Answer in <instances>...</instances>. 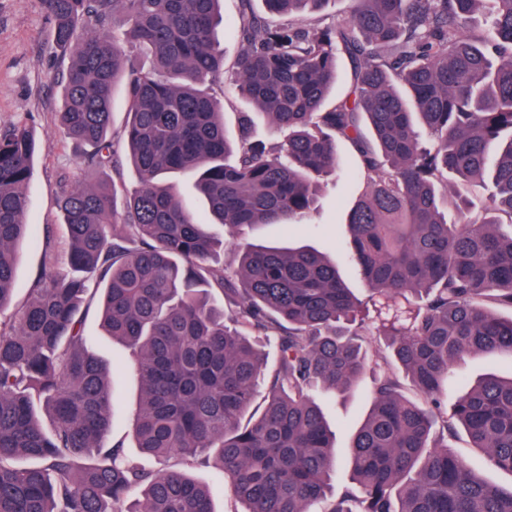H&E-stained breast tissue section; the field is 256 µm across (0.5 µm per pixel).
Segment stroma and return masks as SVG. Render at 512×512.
Returning a JSON list of instances; mask_svg holds the SVG:
<instances>
[{"mask_svg":"<svg viewBox=\"0 0 512 512\" xmlns=\"http://www.w3.org/2000/svg\"><path fill=\"white\" fill-rule=\"evenodd\" d=\"M222 13L224 23L219 42L224 52V72L210 86L224 109V122L232 130L238 113L248 109L230 81L242 50L235 31L239 0H223ZM52 29V19L40 0H0V128L26 124L39 147L27 190L26 221L32 224L34 236L20 247L13 297L17 304L25 301L39 276L45 233H52L58 244L66 242V228L55 204L61 182L79 185L96 178L83 163L80 148L65 135L58 121L62 104L58 80L63 65L50 49ZM336 154L339 168L323 182L317 206L303 223L243 227L232 243L221 249L222 261L235 265L240 252L254 244H306L336 259L355 294L366 297V286L349 261L345 245L349 239L347 209L365 190L367 181L360 176L359 158L348 143H337ZM86 328L93 338L95 353L112 369L114 411L110 438L124 440L126 447H133L131 420L139 385L130 369L131 353L123 343L106 334L98 311L90 312ZM454 371L459 380L448 391L452 397L486 375L512 376V357L466 355L457 360ZM369 386V380L364 379L347 392L317 396L327 422L336 432L338 455H345L366 415Z\"/></svg>","mask_w":512,"mask_h":512,"instance_id":"35a3bbf8","label":"stroma"}]
</instances>
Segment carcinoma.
Returning a JSON list of instances; mask_svg holds the SVG:
<instances>
[{
    "instance_id": "carcinoma-1",
    "label": "carcinoma",
    "mask_w": 512,
    "mask_h": 512,
    "mask_svg": "<svg viewBox=\"0 0 512 512\" xmlns=\"http://www.w3.org/2000/svg\"><path fill=\"white\" fill-rule=\"evenodd\" d=\"M61 61V124L95 169L121 166L112 94L137 174L57 197L60 258L44 236L42 273L9 317L19 246L31 237L25 188L36 141L0 129V512H215L192 471L208 452L243 512H512V488L470 470L449 441L464 429L490 465L512 474V377H486L448 402L454 363L512 356V0H349L334 27L306 13L331 0H263L272 25L240 0L235 88L285 138L252 140L242 112L229 135L203 85L224 69L221 0H40ZM123 37L111 34L116 17ZM354 63L348 94L327 110L336 46ZM358 153L369 190L347 214L359 299L319 252L255 246L237 268L183 204L175 173L195 175L215 224L303 220L336 172V140ZM236 155L230 163L227 158ZM487 191L458 195L448 176ZM234 313L209 302L213 288ZM131 352L140 397L132 436L173 464L149 471L103 442L112 379L84 317ZM253 336H274L268 368ZM377 360L369 413L349 446L352 485L331 496L335 434L313 389L345 392ZM267 394L257 415L259 379ZM114 118L111 128V134L119 140V154L121 158L125 155V144L121 137V130L125 119V107H124V92L121 87H118L114 93V104H113Z\"/></svg>"
}]
</instances>
